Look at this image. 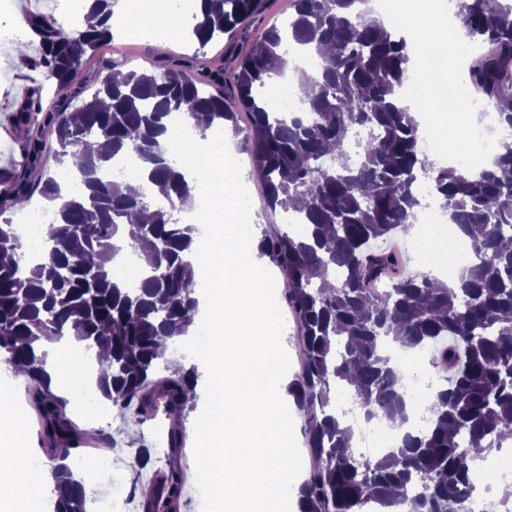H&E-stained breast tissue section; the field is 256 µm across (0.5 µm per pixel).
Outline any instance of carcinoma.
<instances>
[{
	"mask_svg": "<svg viewBox=\"0 0 512 512\" xmlns=\"http://www.w3.org/2000/svg\"><path fill=\"white\" fill-rule=\"evenodd\" d=\"M367 0H293L292 12L273 21L233 75L248 111L242 129L224 98L204 88L190 66L126 73L109 67L79 107L56 108L44 122L56 156L83 182L80 194L54 176L41 196L54 210L41 257L23 250L5 213L29 202L20 189L0 200V362L28 379L42 415V439L54 447V512H88V493L72 469L71 443L88 433L67 415L68 401L51 391L46 344L73 339L106 353L98 388L123 413L162 406L170 423L169 459L161 492L164 506L180 497L188 439L185 411L195 405L200 373L170 366L166 344L189 333L199 300L189 258L198 229L181 219L191 187L164 135L175 115L204 116L208 124L242 135L250 175L264 189L272 214L295 213L302 229L260 238V256L279 268L285 300L299 327V370L287 394L305 418L304 434L316 464L300 486V512H469L472 474L482 459L512 439V142L482 170L444 166L418 150L420 125L398 97L410 78L406 40L371 18ZM262 0H201L189 36L205 47L246 27ZM114 0H92L100 28L66 26L52 14L28 25L39 37L43 76L59 86L72 81L84 56L112 40L127 18ZM455 14L470 43L487 45L467 81L512 127V0H455ZM314 46L317 69L300 71L301 112H273L263 90L271 62L284 75L288 41ZM368 135L351 160L345 135ZM112 144L109 154L93 141ZM132 154L158 192L127 191L107 179L117 156ZM430 177L439 206L467 236L471 262L444 281L425 271L389 275L400 264L376 244L413 225L422 200L419 177ZM147 243L137 288L127 286L115 258ZM332 277L336 287L315 279ZM404 352L431 347L437 385L424 431L408 432L401 446L374 458L354 448V431L333 405L338 386H352L368 419L401 427L407 421L403 375L384 347Z\"/></svg>",
	"mask_w": 512,
	"mask_h": 512,
	"instance_id": "1",
	"label": "carcinoma"
}]
</instances>
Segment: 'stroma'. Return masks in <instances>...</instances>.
Segmentation results:
<instances>
[{
    "label": "stroma",
    "instance_id": "1",
    "mask_svg": "<svg viewBox=\"0 0 512 512\" xmlns=\"http://www.w3.org/2000/svg\"><path fill=\"white\" fill-rule=\"evenodd\" d=\"M291 9V0H265L263 9L255 16L251 25L235 32L223 41L209 43L206 47L191 41L185 28L176 27L172 35L174 42L166 55L154 52L153 38L149 35L133 34L127 26H117L111 43L102 46L96 53L85 57L80 69L81 81L71 83L65 89H57L55 83L45 81L39 68H25V60H38V40H30L0 50V124L12 126L9 134L0 135V165L11 175L8 183H0V198L14 194L18 186H26L32 193L31 201L42 204L38 190L46 174L57 172L54 156L57 146L42 133L47 112L59 106L77 107L91 96L99 77L109 64H117L124 71H157L181 60L192 63L202 77L223 72L227 104H234L231 88L233 74L240 58L260 37L269 23ZM39 146L38 157H30L32 146ZM169 421L164 412L153 416L135 414H112L101 423L102 435L96 442L74 449V459L90 460L100 451H109L115 446L125 450L123 458L114 460L113 466L118 480L124 481L131 494L127 512H143L142 486L147 485L160 471H166L164 453L157 450V439L165 434ZM151 449L147 464H139L142 449Z\"/></svg>",
    "mask_w": 512,
    "mask_h": 512
}]
</instances>
